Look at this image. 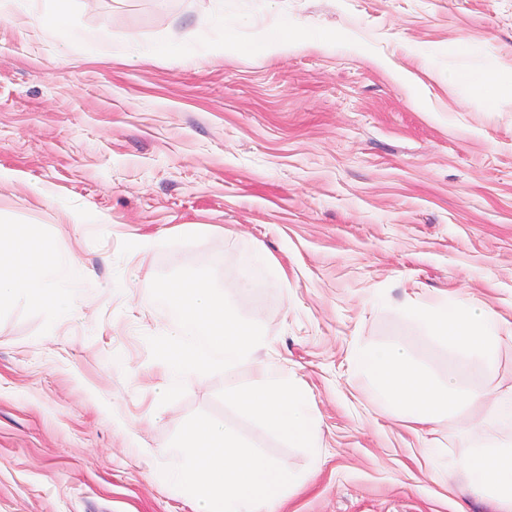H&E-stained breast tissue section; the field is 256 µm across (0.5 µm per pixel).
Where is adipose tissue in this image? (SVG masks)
Wrapping results in <instances>:
<instances>
[{"label":"adipose tissue","mask_w":512,"mask_h":512,"mask_svg":"<svg viewBox=\"0 0 512 512\" xmlns=\"http://www.w3.org/2000/svg\"><path fill=\"white\" fill-rule=\"evenodd\" d=\"M70 267L57 247L37 233L0 225V305L41 303L49 318L66 316ZM408 315L419 326L494 372L512 321L463 299L414 301ZM167 478L193 498L196 512H262L297 476L245 449L224 425L200 421L170 449Z\"/></svg>","instance_id":"obj_1"}]
</instances>
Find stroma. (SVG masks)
Wrapping results in <instances>:
<instances>
[{
    "label": "stroma",
    "mask_w": 512,
    "mask_h": 512,
    "mask_svg": "<svg viewBox=\"0 0 512 512\" xmlns=\"http://www.w3.org/2000/svg\"><path fill=\"white\" fill-rule=\"evenodd\" d=\"M69 23L33 33L0 0V225L72 260L65 317L0 307V512H194L164 472L199 419L302 478L269 512H495L453 467L485 405L413 432L350 355L399 344L439 381L512 385V342L490 375L405 311L465 297L512 320V96L460 79H512V0H72ZM292 26L322 43L264 52ZM211 258L264 330L257 363L308 393L315 451L227 406L220 373L161 404L150 284ZM464 80L470 91L489 102L495 101L501 95L506 86L500 79L491 72L469 73Z\"/></svg>",
    "instance_id": "1"
}]
</instances>
